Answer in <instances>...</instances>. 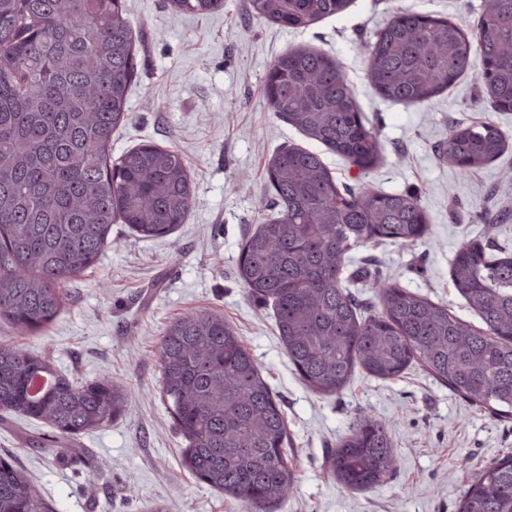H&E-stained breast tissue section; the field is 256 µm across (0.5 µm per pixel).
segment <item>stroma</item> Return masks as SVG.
Segmentation results:
<instances>
[{
  "mask_svg": "<svg viewBox=\"0 0 512 512\" xmlns=\"http://www.w3.org/2000/svg\"><path fill=\"white\" fill-rule=\"evenodd\" d=\"M483 0H353L342 14L307 29H284L252 16L248 0H224L205 16L177 13L171 0H126L137 35V75L129 123L112 137L120 155L141 143L170 146L186 159L195 200L185 224L145 239L127 225L67 286L68 300L43 331L21 335L0 319V341L45 356L80 383L103 376L125 383V412L100 430L54 442L46 425L0 418V457H10L55 512H244L200 483L183 465L186 444L161 402L158 347L182 315H223L243 336L288 423L294 489L272 512H460L461 499L486 467L512 455V416L452 393L420 365L381 380L355 371L338 394L308 388L289 361L270 305L237 277L241 244L270 216L267 163L283 145L315 142L271 112L263 79L275 59L299 46L338 59L353 83L362 116L376 133L381 162L366 172L334 154L323 159L339 183L366 179L385 192L414 196L427 216V241L402 247L369 243L352 253L343 283L362 314L378 305L374 285L390 281L445 305L470 323L451 280L462 241L479 239L492 255L512 254V112L497 111L475 74L422 105L382 99L365 74V55L396 9L448 18L475 33ZM488 122L508 147L468 173L444 152L458 125ZM392 427L398 470L367 491L332 474L328 455L360 413Z\"/></svg>",
  "mask_w": 512,
  "mask_h": 512,
  "instance_id": "obj_1",
  "label": "stroma"
}]
</instances>
